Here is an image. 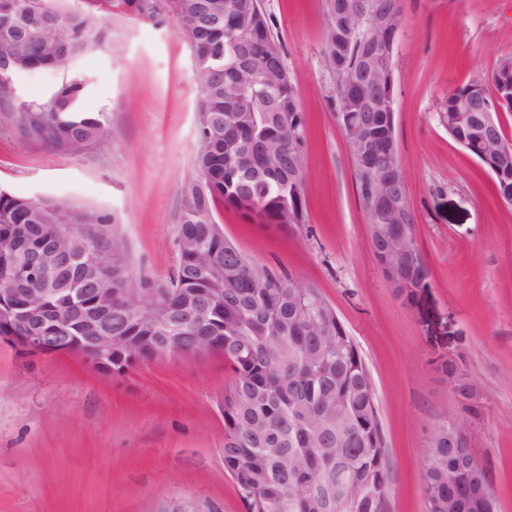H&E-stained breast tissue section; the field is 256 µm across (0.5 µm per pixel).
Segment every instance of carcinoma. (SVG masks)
<instances>
[{
    "instance_id": "carcinoma-1",
    "label": "carcinoma",
    "mask_w": 512,
    "mask_h": 512,
    "mask_svg": "<svg viewBox=\"0 0 512 512\" xmlns=\"http://www.w3.org/2000/svg\"><path fill=\"white\" fill-rule=\"evenodd\" d=\"M0 0V64L7 74L60 71L105 44L99 14L66 12L61 0ZM225 0H122L124 10L145 20L173 18L188 41L199 96L194 173L181 187L177 228L179 264L168 282L150 293L133 287L124 262L115 216L90 208L32 201L0 189V286L25 289L40 302L34 281L8 284L18 259L37 251L54 262L62 250L70 263L56 268L54 288H95L112 283V335L125 336L135 359L112 352V374L123 366L172 355L186 356L206 343L234 373L224 394V468L233 478L245 512H341L354 491L377 488L378 497L346 512H388L389 476L375 394L359 351L333 306L313 288L254 268L228 250L217 220L222 205L257 224L286 229L301 224L305 199L296 176L304 166L306 119L285 114L298 100L263 9L224 11ZM329 27L325 64L336 57L356 71L376 35L366 22L348 45L342 41L347 7L325 0ZM83 90L64 79L47 98L18 102L13 84L0 82L3 116L23 135L50 148L74 152L106 135L99 117L81 112ZM512 112L485 83L474 80L448 92L438 112L450 137L479 140L476 121L463 119L471 99ZM386 99L385 86L336 85V115L343 130L368 124L396 138L393 113L370 110ZM353 162L358 198L366 197ZM418 264L393 267L410 302L426 280ZM427 463L423 490L428 512H448L456 484L448 481V449Z\"/></svg>"
}]
</instances>
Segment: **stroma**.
<instances>
[{"label":"stroma","mask_w":512,"mask_h":512,"mask_svg":"<svg viewBox=\"0 0 512 512\" xmlns=\"http://www.w3.org/2000/svg\"><path fill=\"white\" fill-rule=\"evenodd\" d=\"M307 121L305 221L279 230L220 208L224 235L252 265L316 289L369 371L389 473L388 512H428L429 440L468 422L496 512H512V206L438 122L448 92L512 57V0H403L394 56L395 129L428 288L399 299L373 253L369 218L336 117L324 61V0H263ZM112 43L68 72L15 76L17 99L64 75L108 136L61 152L0 118V188L117 213L134 285L164 284L178 261L181 186L193 171L197 88L186 37L168 17L102 6ZM464 361L477 413L455 402L439 366ZM219 356H170L107 377L76 356L0 343V512H245L224 469Z\"/></svg>","instance_id":"stroma-1"}]
</instances>
